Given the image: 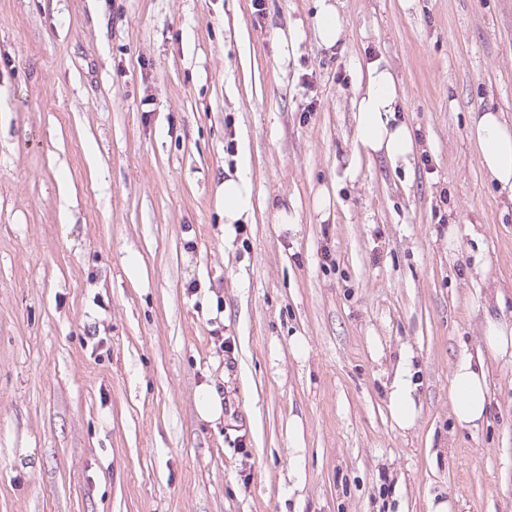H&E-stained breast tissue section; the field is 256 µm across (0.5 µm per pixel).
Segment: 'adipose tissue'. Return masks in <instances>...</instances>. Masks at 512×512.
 <instances>
[{
    "label": "adipose tissue",
    "instance_id": "adipose-tissue-1",
    "mask_svg": "<svg viewBox=\"0 0 512 512\" xmlns=\"http://www.w3.org/2000/svg\"><path fill=\"white\" fill-rule=\"evenodd\" d=\"M400 97L393 72L378 62L367 66V77L352 101L356 141L367 156L390 163H408L416 150L411 128L396 114ZM470 138L480 151L482 166L500 190L512 193V125L500 112L486 108L473 113ZM252 211V185L244 172L224 181V221L240 224ZM415 387L408 366H400L391 384L389 402L395 422L412 427L416 418ZM449 396L459 426L478 429L489 413V386L483 357L464 356L455 363Z\"/></svg>",
    "mask_w": 512,
    "mask_h": 512
}]
</instances>
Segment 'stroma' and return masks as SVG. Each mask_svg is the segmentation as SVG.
Segmentation results:
<instances>
[{
	"label": "stroma",
	"mask_w": 512,
	"mask_h": 512,
	"mask_svg": "<svg viewBox=\"0 0 512 512\" xmlns=\"http://www.w3.org/2000/svg\"><path fill=\"white\" fill-rule=\"evenodd\" d=\"M337 4L340 52L317 0H0V512H512V361L479 429L449 399L496 292L512 325V195L469 138L512 122V0ZM374 60L418 148L351 179ZM315 29L320 45L329 50L341 46L342 19L332 0H317ZM252 211V185L243 171L224 180V222L237 224V232L244 231V221H247ZM414 391L410 368L402 364L394 375L389 393L393 418L401 428L412 427L415 423L417 412Z\"/></svg>",
	"instance_id": "1"
}]
</instances>
